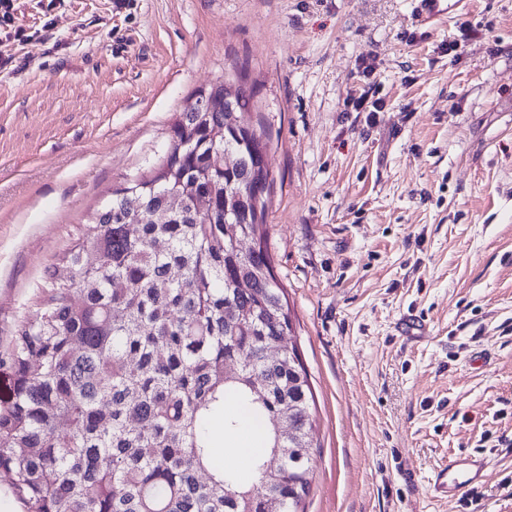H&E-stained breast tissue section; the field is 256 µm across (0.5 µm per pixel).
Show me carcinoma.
<instances>
[{"label": "carcinoma", "instance_id": "cac0c4a2", "mask_svg": "<svg viewBox=\"0 0 512 512\" xmlns=\"http://www.w3.org/2000/svg\"><path fill=\"white\" fill-rule=\"evenodd\" d=\"M252 98L240 84L235 112L216 95L179 113L162 162L112 193L0 350V470L24 512H304L311 390L297 350L266 355L292 324L257 238L271 182L267 144L241 124ZM173 197L166 223L136 222ZM231 402L267 431L249 483L213 465L212 419L241 425Z\"/></svg>", "mask_w": 512, "mask_h": 512}]
</instances>
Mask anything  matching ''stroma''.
Returning a JSON list of instances; mask_svg holds the SVG:
<instances>
[{
    "label": "stroma",
    "mask_w": 512,
    "mask_h": 512,
    "mask_svg": "<svg viewBox=\"0 0 512 512\" xmlns=\"http://www.w3.org/2000/svg\"><path fill=\"white\" fill-rule=\"evenodd\" d=\"M0 57V346L187 102L242 75L312 392L305 512H512V0L433 29L407 0H13ZM473 452L484 480L434 492Z\"/></svg>",
    "instance_id": "1"
}]
</instances>
